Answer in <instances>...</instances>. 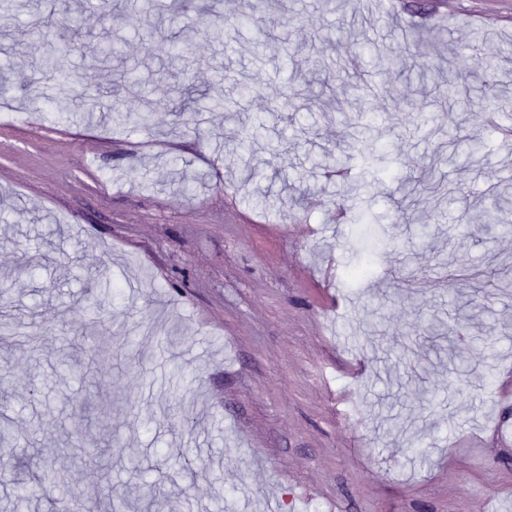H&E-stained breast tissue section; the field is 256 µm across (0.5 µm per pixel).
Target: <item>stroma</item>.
<instances>
[{
  "mask_svg": "<svg viewBox=\"0 0 512 512\" xmlns=\"http://www.w3.org/2000/svg\"><path fill=\"white\" fill-rule=\"evenodd\" d=\"M172 2L112 0L107 15L31 0L46 18L35 38L26 14L0 10V45L25 60L0 91V328L42 338L31 354L0 345L6 444L36 462L24 481L0 466V512H49L44 463L125 512H512V234L495 229L512 211V0H196L186 15ZM152 4L156 34L136 27ZM248 4L263 27L237 24ZM108 34L123 48L106 70L91 51ZM179 34L193 38L186 92L155 77L160 37ZM402 51L457 58L470 94L492 81L499 96L460 113L432 80L378 67ZM48 52L81 74L55 124ZM340 52L377 99L352 90ZM316 61L328 84L271 111ZM127 66L141 86L114 88ZM219 70L252 97L194 114L235 98ZM92 100L122 120H85ZM258 112L266 129L242 149ZM452 134L474 157L445 160ZM434 154L455 201L424 240L399 203ZM426 318L439 336L420 334ZM89 388L112 402L103 421L83 409ZM89 433L111 442L106 466L81 462Z\"/></svg>",
  "mask_w": 512,
  "mask_h": 512,
  "instance_id": "obj_1",
  "label": "stroma"
}]
</instances>
